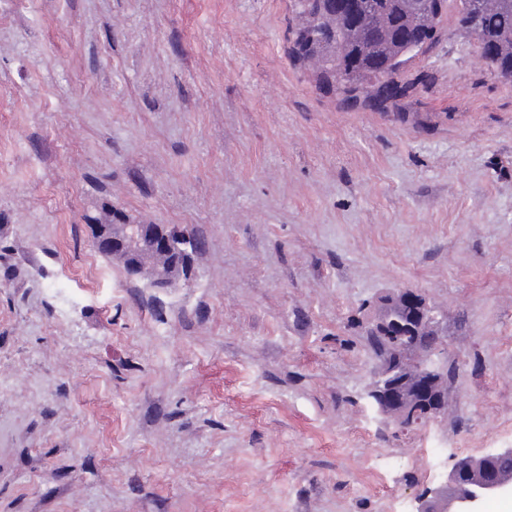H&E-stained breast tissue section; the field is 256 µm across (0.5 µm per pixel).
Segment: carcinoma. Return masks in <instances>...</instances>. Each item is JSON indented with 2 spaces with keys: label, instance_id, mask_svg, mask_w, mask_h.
<instances>
[{
  "label": "carcinoma",
  "instance_id": "obj_1",
  "mask_svg": "<svg viewBox=\"0 0 512 512\" xmlns=\"http://www.w3.org/2000/svg\"><path fill=\"white\" fill-rule=\"evenodd\" d=\"M368 9L353 24L321 9L324 0H291L289 54L307 65V55L344 74L335 95L343 105L386 110L403 93L396 78L436 42L443 15L431 0H366ZM461 29L494 48L484 58L493 70L512 62V0H455Z\"/></svg>",
  "mask_w": 512,
  "mask_h": 512
}]
</instances>
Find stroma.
Returning <instances> with one entry per match:
<instances>
[{
  "instance_id": "1",
  "label": "stroma",
  "mask_w": 512,
  "mask_h": 512,
  "mask_svg": "<svg viewBox=\"0 0 512 512\" xmlns=\"http://www.w3.org/2000/svg\"><path fill=\"white\" fill-rule=\"evenodd\" d=\"M0 512H412L512 443V81L454 9L401 113L288 55L290 0H0ZM202 242L157 294L92 227ZM443 314L444 410L369 406L376 300Z\"/></svg>"
}]
</instances>
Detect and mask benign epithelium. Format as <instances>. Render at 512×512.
I'll use <instances>...</instances> for the list:
<instances>
[{"instance_id":"1","label":"benign epithelium","mask_w":512,"mask_h":512,"mask_svg":"<svg viewBox=\"0 0 512 512\" xmlns=\"http://www.w3.org/2000/svg\"><path fill=\"white\" fill-rule=\"evenodd\" d=\"M333 12L354 21L361 0H328ZM192 248L197 241L175 225L111 224L94 237L98 253L113 259L138 258L130 276L147 274L151 288H171L187 276L178 263L165 266L153 258L174 252L175 241ZM439 309L416 291L399 288L380 299V312L368 323V337L378 348L377 366L367 391L370 406L400 429L411 428L438 413L445 402L448 367ZM512 457V444L490 448L477 457L459 458L443 482L415 499L412 512H481L484 501L512 496V475L494 462Z\"/></svg>"}]
</instances>
